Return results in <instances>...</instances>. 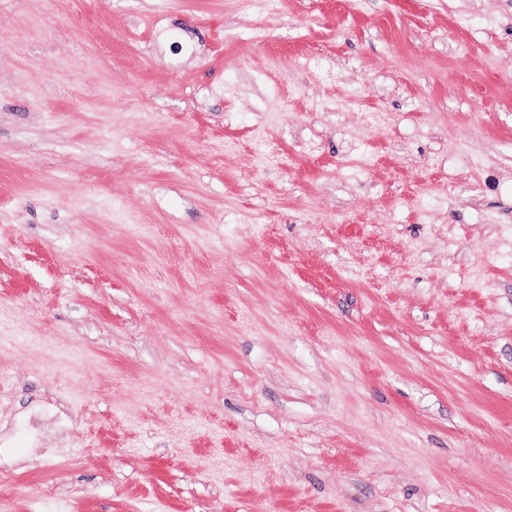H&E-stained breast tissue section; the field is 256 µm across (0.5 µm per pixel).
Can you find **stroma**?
I'll return each mask as SVG.
<instances>
[{
    "instance_id": "stroma-1",
    "label": "stroma",
    "mask_w": 512,
    "mask_h": 512,
    "mask_svg": "<svg viewBox=\"0 0 512 512\" xmlns=\"http://www.w3.org/2000/svg\"><path fill=\"white\" fill-rule=\"evenodd\" d=\"M1 46L0 512H512V0Z\"/></svg>"
}]
</instances>
